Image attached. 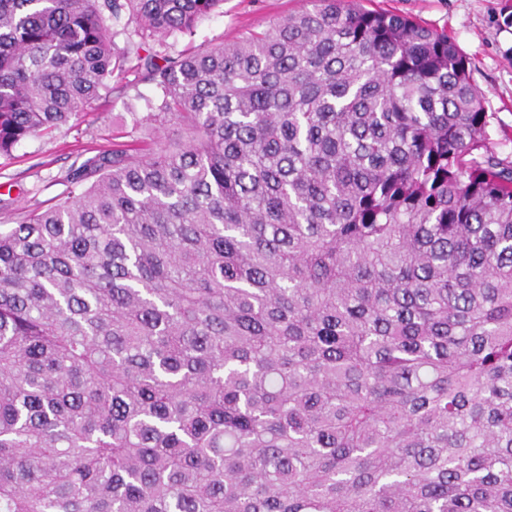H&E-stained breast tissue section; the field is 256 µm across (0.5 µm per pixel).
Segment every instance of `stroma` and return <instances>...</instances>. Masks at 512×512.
I'll use <instances>...</instances> for the list:
<instances>
[{
  "label": "stroma",
  "instance_id": "obj_1",
  "mask_svg": "<svg viewBox=\"0 0 512 512\" xmlns=\"http://www.w3.org/2000/svg\"><path fill=\"white\" fill-rule=\"evenodd\" d=\"M306 0H224L220 9L200 19L193 36H170L165 49H205L300 10ZM512 0H365V8L387 9L415 17L448 33L469 62L474 84L483 93L486 112L496 118L488 129L500 156L512 157V26L501 16ZM116 55L126 57L94 106L46 136L21 140L0 155V225L20 223L34 209L68 196L69 175L88 157L113 144H138L155 136L174 138L177 125L158 129L147 124V104L158 92L136 67L134 38L120 23H109Z\"/></svg>",
  "mask_w": 512,
  "mask_h": 512
}]
</instances>
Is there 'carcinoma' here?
Listing matches in <instances>:
<instances>
[{
    "instance_id": "1",
    "label": "carcinoma",
    "mask_w": 512,
    "mask_h": 512,
    "mask_svg": "<svg viewBox=\"0 0 512 512\" xmlns=\"http://www.w3.org/2000/svg\"><path fill=\"white\" fill-rule=\"evenodd\" d=\"M0 0V154L142 39L177 138L0 227V512H512V159L444 33L359 0ZM308 0H224L220 9L203 17L196 24L192 37L172 35L163 51L205 49L234 39L246 32L262 31L271 22L307 6Z\"/></svg>"
}]
</instances>
